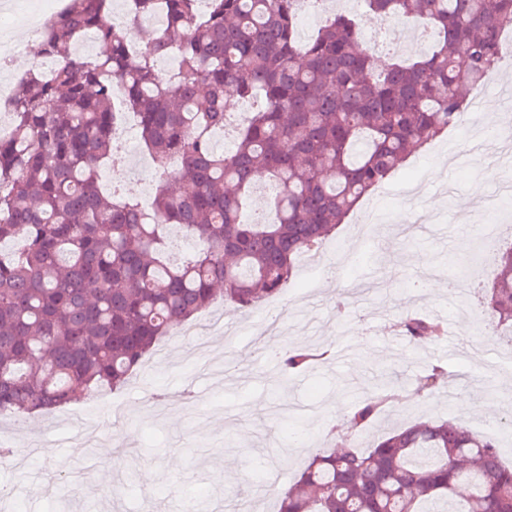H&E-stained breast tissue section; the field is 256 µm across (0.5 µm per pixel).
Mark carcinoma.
<instances>
[{
    "instance_id": "1",
    "label": "carcinoma",
    "mask_w": 512,
    "mask_h": 512,
    "mask_svg": "<svg viewBox=\"0 0 512 512\" xmlns=\"http://www.w3.org/2000/svg\"><path fill=\"white\" fill-rule=\"evenodd\" d=\"M303 0H125L130 17L160 16L143 50L111 24L112 0H66L30 70L0 102V412L47 414L102 385L123 386L172 329L217 293L242 311L278 294L297 258L323 243L362 198L456 124L502 62L512 0H362L382 19L423 22L428 49L374 62L356 17L337 13L298 40ZM167 59L173 68L163 72ZM155 166L151 209L102 192L113 143L115 85ZM253 103L232 148L216 145L226 102ZM273 182V220L243 218L255 183ZM176 226L199 246L165 253ZM487 289L496 330L512 336V242L493 245ZM401 335L444 338L409 313ZM332 349L287 344L283 378ZM437 364L385 379L349 405V447L312 455L278 512H512V465L496 440L456 421L418 422L373 447L350 446L396 405L436 386Z\"/></svg>"
}]
</instances>
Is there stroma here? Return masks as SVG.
Here are the masks:
<instances>
[{"mask_svg": "<svg viewBox=\"0 0 512 512\" xmlns=\"http://www.w3.org/2000/svg\"><path fill=\"white\" fill-rule=\"evenodd\" d=\"M138 172L108 166L104 189L123 186L133 193L154 189L152 161L138 149ZM512 170V153L494 139L474 140L451 128L411 156L360 204L376 207L378 224L362 251L337 252L353 240L357 215H350L324 241L325 262L336 272L309 276L297 261L287 288L270 299L279 311L276 331L258 336L256 310L235 312L216 302L202 312L216 321L208 337L229 352L234 370L214 376L199 369L189 348L169 334L143 367L119 390L103 389L54 413L35 419L0 415V431L15 448L14 464L0 467V485L16 490L0 512H188L207 498L210 512H235L238 501L267 495L276 512L278 493L291 485L309 457L325 450L322 428L365 397L382 378L407 379L439 363L445 369L438 389L395 411L362 434L366 448L392 429L419 421L465 419L472 429L487 423L485 404L512 401V374L482 378L476 365L492 358V345L508 349L512 339L488 340L478 331L472 305L452 303L454 263L472 252L473 222L494 197L512 207L496 171ZM425 213L423 224L403 221L406 210ZM426 256L427 265L416 264ZM433 274L441 289L417 296L407 285ZM382 282V291L351 298L344 316L336 297L353 282ZM411 311L442 315L460 353L445 356L426 339L407 342L392 329ZM331 345L336 356L310 372L278 378L266 355L268 341ZM124 437V446L113 435ZM182 464L170 470L167 461ZM232 455L236 471L224 469Z\"/></svg>", "mask_w": 512, "mask_h": 512, "instance_id": "obj_1", "label": "stroma"}]
</instances>
